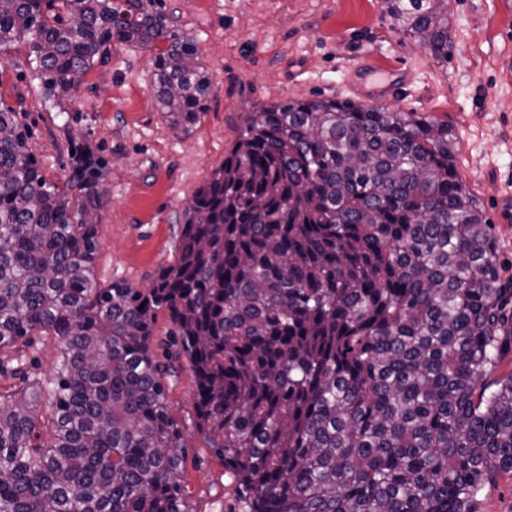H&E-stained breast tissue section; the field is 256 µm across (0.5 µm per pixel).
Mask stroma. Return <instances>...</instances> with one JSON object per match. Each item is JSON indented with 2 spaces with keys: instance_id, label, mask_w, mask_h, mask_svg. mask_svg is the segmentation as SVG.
Returning a JSON list of instances; mask_svg holds the SVG:
<instances>
[{
  "instance_id": "obj_1",
  "label": "stroma",
  "mask_w": 512,
  "mask_h": 512,
  "mask_svg": "<svg viewBox=\"0 0 512 512\" xmlns=\"http://www.w3.org/2000/svg\"><path fill=\"white\" fill-rule=\"evenodd\" d=\"M170 26L192 39L210 86L192 127L158 110L153 52L111 43L61 106L46 103L24 44L0 53V99L21 112L42 174L63 183L74 148L105 164L93 285L150 287L177 257L185 211L223 162L244 113L316 97L414 112L447 123L459 175L493 226L512 273V0H445L448 55L436 58L398 29L382 0H162ZM404 83L380 96L378 74ZM159 312L155 357L171 363L167 404L187 445L182 485L189 512H235L224 456L195 426V376Z\"/></svg>"
}]
</instances>
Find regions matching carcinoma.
<instances>
[{
	"instance_id": "carcinoma-1",
	"label": "carcinoma",
	"mask_w": 512,
	"mask_h": 512,
	"mask_svg": "<svg viewBox=\"0 0 512 512\" xmlns=\"http://www.w3.org/2000/svg\"><path fill=\"white\" fill-rule=\"evenodd\" d=\"M442 2L383 5L446 58ZM113 41L157 50L159 110L197 123L208 77L156 0H0V50L26 45L55 106ZM26 137L0 100V372L20 379L0 393V512H188L161 310L238 512H478L512 475V373L488 382L512 286L448 124L334 98L247 113L145 290L93 287L101 160L76 153L59 186ZM34 336L59 342L47 381L19 353Z\"/></svg>"
}]
</instances>
